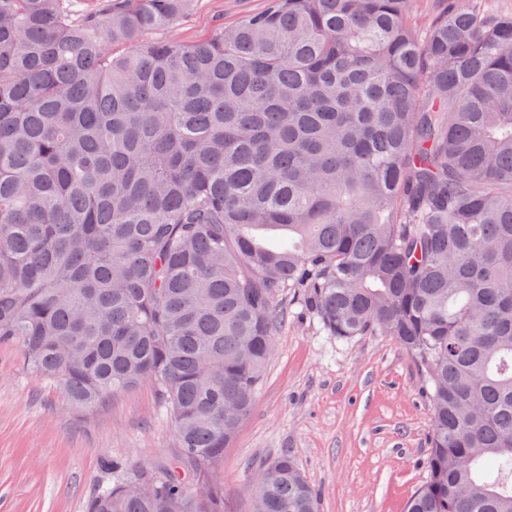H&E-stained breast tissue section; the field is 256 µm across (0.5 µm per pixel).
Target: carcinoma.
I'll return each mask as SVG.
<instances>
[{
	"label": "carcinoma",
	"instance_id": "cac0c4a2",
	"mask_svg": "<svg viewBox=\"0 0 512 512\" xmlns=\"http://www.w3.org/2000/svg\"><path fill=\"white\" fill-rule=\"evenodd\" d=\"M0 0V344L92 411L152 385L172 461L88 512H224V448L288 309L380 334L431 404L407 512H512V12ZM253 512H318L290 456ZM266 7L267 0H197L171 34L185 43L203 41L218 27L233 26L243 17Z\"/></svg>",
	"mask_w": 512,
	"mask_h": 512
}]
</instances>
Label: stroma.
<instances>
[{"mask_svg":"<svg viewBox=\"0 0 512 512\" xmlns=\"http://www.w3.org/2000/svg\"><path fill=\"white\" fill-rule=\"evenodd\" d=\"M266 6L196 0L172 35L203 41ZM430 424L422 378L394 340H342L289 306L254 407L224 450V512H252V486L284 454L317 491L319 512H404L428 478ZM174 452L151 385L84 415L26 369L17 346L0 345V512H87L112 462L145 470Z\"/></svg>","mask_w":512,"mask_h":512,"instance_id":"stroma-1","label":"stroma"}]
</instances>
